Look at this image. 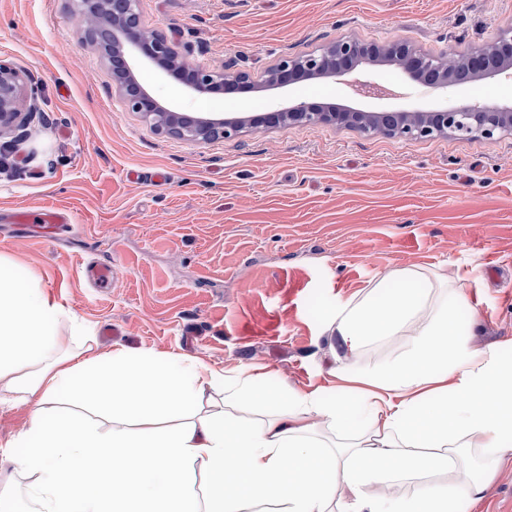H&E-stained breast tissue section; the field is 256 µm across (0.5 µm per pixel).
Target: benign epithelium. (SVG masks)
Returning <instances> with one entry per match:
<instances>
[{
	"instance_id": "obj_1",
	"label": "benign epithelium",
	"mask_w": 512,
	"mask_h": 512,
	"mask_svg": "<svg viewBox=\"0 0 512 512\" xmlns=\"http://www.w3.org/2000/svg\"><path fill=\"white\" fill-rule=\"evenodd\" d=\"M70 33L99 45L102 53L112 59V80L124 105L148 119L160 133L196 143L216 137H230L245 128L272 127L280 123H312L349 125L364 133H374L389 126L394 137H431L450 135L457 138L491 139L495 133L512 129V107L450 102L425 111L379 109L366 111L346 106L317 105L299 101L292 106H277L258 115L224 118L190 116L177 107H163L136 80L134 68L148 64L179 81L191 92L224 94L236 88H256L249 74L230 71L229 67L185 66V55L192 47L179 44L169 35L149 31L133 24L120 8V0H74ZM366 52L376 53L399 66L413 81L435 75L433 85L456 89L461 83L453 72L463 66H480L482 52L467 56L453 53L426 55L403 40L385 44H362L354 39L338 37L317 52L285 57L265 71L263 86L284 87L295 78L316 79L340 77L353 71ZM29 76L21 69L0 63V138L21 128L31 110L26 108Z\"/></svg>"
}]
</instances>
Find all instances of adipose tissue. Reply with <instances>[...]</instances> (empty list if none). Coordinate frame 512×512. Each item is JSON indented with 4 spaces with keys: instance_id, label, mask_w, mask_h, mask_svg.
I'll return each mask as SVG.
<instances>
[{
    "instance_id": "ef3b65f1",
    "label": "adipose tissue",
    "mask_w": 512,
    "mask_h": 512,
    "mask_svg": "<svg viewBox=\"0 0 512 512\" xmlns=\"http://www.w3.org/2000/svg\"><path fill=\"white\" fill-rule=\"evenodd\" d=\"M478 284L470 269L453 280L389 269L329 319L336 387L304 391L176 354L98 355L91 329L0 256V402L30 409L23 454L0 466V512H15L22 495L37 512H244L267 502L277 512H470L512 459V360L473 344L458 319ZM388 336L406 337L407 352L358 362ZM211 392L224 410L205 412ZM241 401L267 418L230 415ZM85 406L111 417V429ZM324 429L345 443L328 446ZM447 467L454 477L428 479ZM393 479L415 487L373 493Z\"/></svg>"
}]
</instances>
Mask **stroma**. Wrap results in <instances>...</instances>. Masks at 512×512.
<instances>
[{"label": "stroma", "instance_id": "stroma-1", "mask_svg": "<svg viewBox=\"0 0 512 512\" xmlns=\"http://www.w3.org/2000/svg\"><path fill=\"white\" fill-rule=\"evenodd\" d=\"M71 0H0V61L29 72L36 111L0 172V255L37 276L81 321L97 351L152 350L216 370L249 368L311 390L336 382L337 303L385 271L420 266L483 281L460 313L473 343L512 359V130L494 138H396L354 127L283 124L188 143L127 111L97 48L70 37ZM147 29L191 45L193 65L260 77L339 36L401 39L466 54L512 27V0H139ZM138 82L162 105L214 116L301 100L431 109L512 103V79L446 93L393 67L340 79L201 97L149 66ZM165 182H152L156 173ZM64 210L72 225L20 227L24 211ZM110 265L93 287L84 265ZM122 333L106 335L110 326Z\"/></svg>", "mask_w": 512, "mask_h": 512}]
</instances>
